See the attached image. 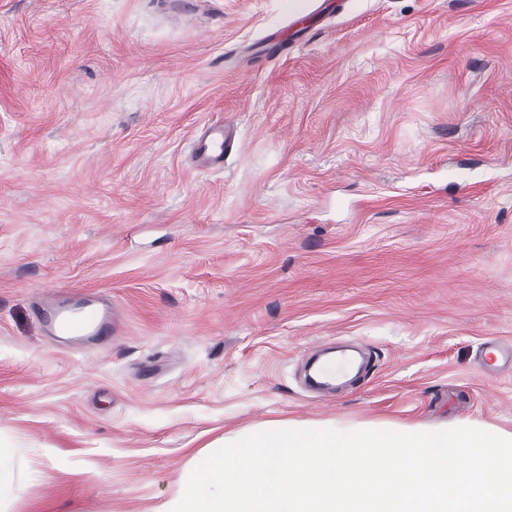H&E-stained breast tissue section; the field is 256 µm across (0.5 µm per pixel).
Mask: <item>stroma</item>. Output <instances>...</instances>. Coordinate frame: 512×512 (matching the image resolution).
Listing matches in <instances>:
<instances>
[{
  "label": "stroma",
  "instance_id": "stroma-1",
  "mask_svg": "<svg viewBox=\"0 0 512 512\" xmlns=\"http://www.w3.org/2000/svg\"><path fill=\"white\" fill-rule=\"evenodd\" d=\"M237 130L223 171L186 164ZM39 289L107 295L64 350ZM512 0H0V512H161L273 421L512 434ZM361 347L324 402L303 364ZM233 139L232 128L224 123L204 125L191 144L190 157L194 168L199 171L223 169L224 157L231 150ZM481 358L490 365L497 367L500 362L512 363V345L504 346L498 341L485 342L481 348Z\"/></svg>",
  "mask_w": 512,
  "mask_h": 512
}]
</instances>
